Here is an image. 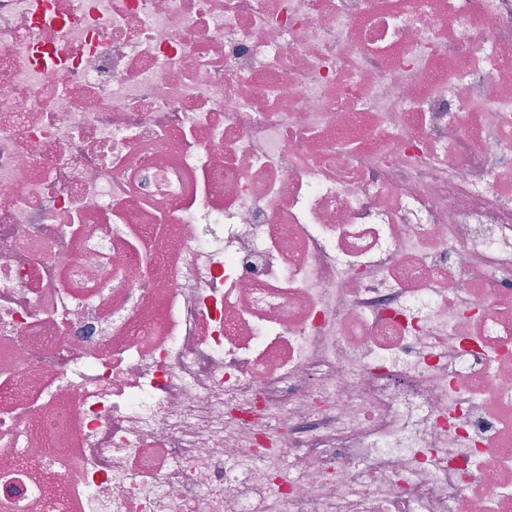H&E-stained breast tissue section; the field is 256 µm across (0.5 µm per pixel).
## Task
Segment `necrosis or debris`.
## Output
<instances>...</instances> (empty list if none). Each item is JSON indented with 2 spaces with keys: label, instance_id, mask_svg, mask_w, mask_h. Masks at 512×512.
<instances>
[{
  "label": "necrosis or debris",
  "instance_id": "necrosis-or-debris-1",
  "mask_svg": "<svg viewBox=\"0 0 512 512\" xmlns=\"http://www.w3.org/2000/svg\"><path fill=\"white\" fill-rule=\"evenodd\" d=\"M0 512H512V0H0Z\"/></svg>",
  "mask_w": 512,
  "mask_h": 512
}]
</instances>
